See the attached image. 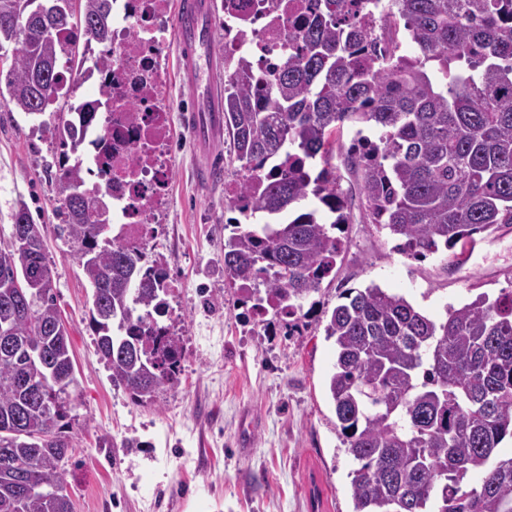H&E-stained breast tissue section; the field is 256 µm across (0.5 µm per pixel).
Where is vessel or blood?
<instances>
[{"label": "vessel or blood", "instance_id": "vessel-or-blood-1", "mask_svg": "<svg viewBox=\"0 0 512 512\" xmlns=\"http://www.w3.org/2000/svg\"><path fill=\"white\" fill-rule=\"evenodd\" d=\"M213 13L210 0H179V67L183 77L195 89L188 115V129L202 147L224 133L221 87L210 73L214 50Z\"/></svg>", "mask_w": 512, "mask_h": 512}]
</instances>
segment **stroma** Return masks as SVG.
Returning a JSON list of instances; mask_svg holds the SVG:
<instances>
[{
    "mask_svg": "<svg viewBox=\"0 0 512 512\" xmlns=\"http://www.w3.org/2000/svg\"><path fill=\"white\" fill-rule=\"evenodd\" d=\"M162 66L171 176L149 245L174 283L166 322L182 339L184 360L178 384L151 404L113 384L97 354L89 282L56 230L58 139L0 98V239L25 203L44 236L71 336L77 384L65 480L74 512H353L355 463L326 388L335 356L327 315L342 291L372 284L433 317L446 304L497 295L512 287V224L476 234L462 261L416 260L376 225L351 224L335 276L302 311L248 322L224 268V182L235 168L226 166L210 188L196 184L183 122L192 92L177 74L175 51Z\"/></svg>",
    "mask_w": 512,
    "mask_h": 512,
    "instance_id": "stroma-1",
    "label": "stroma"
}]
</instances>
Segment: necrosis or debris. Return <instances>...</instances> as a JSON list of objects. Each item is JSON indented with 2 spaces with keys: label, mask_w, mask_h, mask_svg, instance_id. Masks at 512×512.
Returning <instances> with one entry per match:
<instances>
[{
  "label": "necrosis or debris",
  "mask_w": 512,
  "mask_h": 512,
  "mask_svg": "<svg viewBox=\"0 0 512 512\" xmlns=\"http://www.w3.org/2000/svg\"><path fill=\"white\" fill-rule=\"evenodd\" d=\"M168 0H114L111 69L88 67L67 73L63 84L74 111L99 101L109 87L108 108L98 110L83 132L85 175L91 186L112 197V221L133 245L148 237L144 208L166 190L170 162L165 153L169 114L159 103L160 60L172 45ZM308 0H234L224 14V58H248L266 75L270 65L288 57L289 44L304 29Z\"/></svg>",
  "instance_id": "obj_1"
}]
</instances>
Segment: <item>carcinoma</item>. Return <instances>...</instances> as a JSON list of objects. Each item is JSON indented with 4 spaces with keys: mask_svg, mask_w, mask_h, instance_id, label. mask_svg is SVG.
Wrapping results in <instances>:
<instances>
[{
    "mask_svg": "<svg viewBox=\"0 0 512 512\" xmlns=\"http://www.w3.org/2000/svg\"><path fill=\"white\" fill-rule=\"evenodd\" d=\"M36 0H0V44L11 42L9 101L37 119L55 101L63 74L87 61L91 42H112L113 0H69L35 19ZM360 0H309V22L268 81L254 90L250 63L224 82V130L251 208L229 217L224 267L247 283L273 268L264 289L240 288L241 303L288 307L294 316L336 267L351 223L336 151L343 131L376 129L353 142L345 165L357 180L365 222L424 258L460 248L473 235L512 224V0H392L373 23ZM418 55L399 54V30ZM69 30L82 36L62 44ZM81 117L53 111L61 237L92 288L89 328L112 382L141 403L179 383L183 347L168 312L167 272L148 244L106 236L111 208L85 188ZM32 250L0 240V512H72L65 493L73 452L69 410L75 371L71 338L54 288L32 311L13 284L33 272L52 278L38 241ZM325 326L336 360L327 388L338 427L357 461L353 512H512V289L486 293L445 319L417 310L377 285L346 290ZM55 401L44 406L42 378ZM58 489L52 498L26 483Z\"/></svg>",
    "mask_w": 512,
    "mask_h": 512,
    "instance_id": "carcinoma-1",
    "label": "carcinoma"
}]
</instances>
